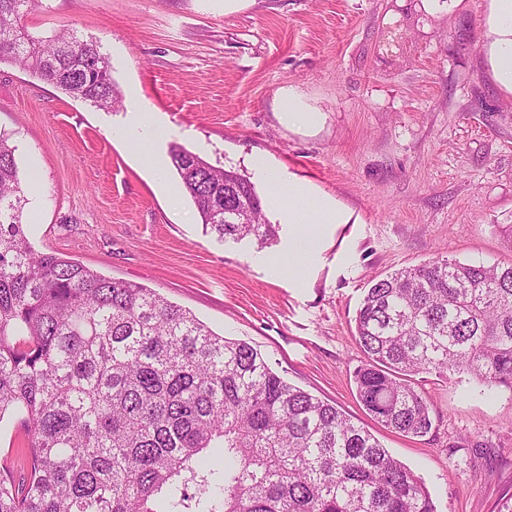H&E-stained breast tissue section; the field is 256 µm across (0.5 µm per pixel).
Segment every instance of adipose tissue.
Instances as JSON below:
<instances>
[{"mask_svg": "<svg viewBox=\"0 0 512 512\" xmlns=\"http://www.w3.org/2000/svg\"><path fill=\"white\" fill-rule=\"evenodd\" d=\"M479 41L487 75L512 100V0H484ZM264 204L282 223L297 226L289 252L308 266L319 252L317 225L350 220L339 203L315 195L307 182L280 172L268 174Z\"/></svg>", "mask_w": 512, "mask_h": 512, "instance_id": "ef3b65f1", "label": "adipose tissue"}]
</instances>
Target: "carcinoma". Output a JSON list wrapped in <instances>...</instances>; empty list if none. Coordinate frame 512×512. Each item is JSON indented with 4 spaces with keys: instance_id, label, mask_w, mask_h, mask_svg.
I'll list each match as a JSON object with an SVG mask.
<instances>
[{
    "instance_id": "1",
    "label": "carcinoma",
    "mask_w": 512,
    "mask_h": 512,
    "mask_svg": "<svg viewBox=\"0 0 512 512\" xmlns=\"http://www.w3.org/2000/svg\"><path fill=\"white\" fill-rule=\"evenodd\" d=\"M42 0H0V64L102 109L121 98L101 42L26 24ZM17 146L0 133V512H436L421 478L335 406L288 383L143 285L34 248ZM172 165L220 241L277 238L249 178L175 145ZM243 195L224 196L227 185ZM363 407L424 436L417 376L512 391V264L436 258L375 277L355 319ZM24 431L19 423L13 418H5L0 423V451L6 452L8 449L17 448L20 441L24 438Z\"/></svg>"
}]
</instances>
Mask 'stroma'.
Returning a JSON list of instances; mask_svg holds the SVG:
<instances>
[{
  "mask_svg": "<svg viewBox=\"0 0 512 512\" xmlns=\"http://www.w3.org/2000/svg\"><path fill=\"white\" fill-rule=\"evenodd\" d=\"M42 35L100 40L122 97L101 110L0 64V131L30 192L33 246L156 290L369 430L425 482L437 512H496L512 494V391L425 376L433 426L382 427L358 399L354 318L372 278L437 256L512 263V101L481 74L483 0L431 13L422 0H47ZM408 36L387 51L388 27ZM296 90L320 120L291 127ZM167 124L115 137L131 108ZM179 144L266 185L252 166L306 181L347 224L322 227L313 266L272 274L264 253L207 233L170 166ZM165 164L155 173L154 161Z\"/></svg>",
  "mask_w": 512,
  "mask_h": 512,
  "instance_id": "1",
  "label": "stroma"
}]
</instances>
